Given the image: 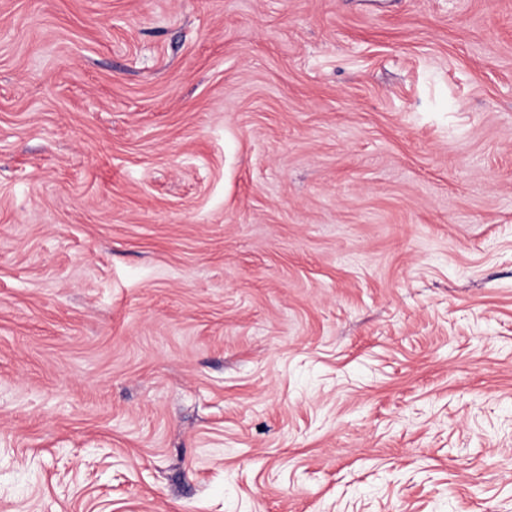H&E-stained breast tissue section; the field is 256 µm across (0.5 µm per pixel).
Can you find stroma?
Returning a JSON list of instances; mask_svg holds the SVG:
<instances>
[{
  "label": "stroma",
  "instance_id": "obj_1",
  "mask_svg": "<svg viewBox=\"0 0 512 512\" xmlns=\"http://www.w3.org/2000/svg\"><path fill=\"white\" fill-rule=\"evenodd\" d=\"M0 512H512V0H0Z\"/></svg>",
  "mask_w": 512,
  "mask_h": 512
}]
</instances>
